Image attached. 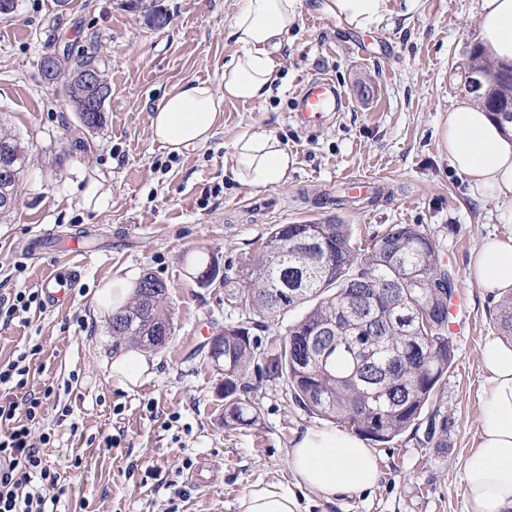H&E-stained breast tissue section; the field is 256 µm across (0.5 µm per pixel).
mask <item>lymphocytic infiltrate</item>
I'll return each mask as SVG.
<instances>
[{"instance_id":"1","label":"lymphocytic infiltrate","mask_w":512,"mask_h":512,"mask_svg":"<svg viewBox=\"0 0 512 512\" xmlns=\"http://www.w3.org/2000/svg\"><path fill=\"white\" fill-rule=\"evenodd\" d=\"M42 350L31 342L0 364V512H47L65 491L43 451L49 436L32 437L33 427L57 399L53 387L28 388L30 362Z\"/></svg>"}]
</instances>
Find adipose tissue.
Wrapping results in <instances>:
<instances>
[{"label": "adipose tissue", "mask_w": 512, "mask_h": 512, "mask_svg": "<svg viewBox=\"0 0 512 512\" xmlns=\"http://www.w3.org/2000/svg\"><path fill=\"white\" fill-rule=\"evenodd\" d=\"M391 0H330L338 22L367 30L390 14ZM299 20L298 0H238L228 32L235 46L224 65V91L204 82L178 86L155 108V140L172 152L206 144L225 100L263 101L284 79L277 51ZM479 39L493 60L512 61V0H479ZM451 166L481 197L512 200V135L473 99L455 101L441 132ZM294 158L266 127L256 125L233 144L232 181L251 188L287 184ZM480 288L512 292V235L484 238L472 265ZM484 388L474 446L462 465L467 512H512V342L487 338L480 348ZM289 464L301 485L326 500L372 489L382 473L373 449L341 428H309L295 440ZM241 512H297L298 503L277 485L245 493Z\"/></svg>", "instance_id": "obj_1"}]
</instances>
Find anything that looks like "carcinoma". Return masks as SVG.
Segmentation results:
<instances>
[{
  "label": "carcinoma",
  "instance_id": "cac0c4a2",
  "mask_svg": "<svg viewBox=\"0 0 512 512\" xmlns=\"http://www.w3.org/2000/svg\"><path fill=\"white\" fill-rule=\"evenodd\" d=\"M92 60H81L62 83L80 122L103 124L97 90L84 82ZM0 148L16 156L0 179V193L18 196L28 156L21 143L0 136ZM288 283L278 304L266 300ZM228 303L249 307L248 317L224 325V426L248 425L258 416L249 372L283 381L293 403L321 419L343 423L386 443L419 420L452 367L455 346L448 336V298L454 280L442 263L438 240L418 224H393L360 242L338 219L282 224L271 229L257 256L235 274L224 273ZM166 285L147 274L137 295L112 317V336L152 348L150 337L172 323L163 306ZM307 307L284 333L263 340L252 331L268 328L287 312ZM495 323L512 337V295L499 304ZM424 442L443 448L436 435L445 419L429 417Z\"/></svg>",
  "mask_w": 512,
  "mask_h": 512
}]
</instances>
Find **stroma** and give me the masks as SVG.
Returning <instances> with one entry per match:
<instances>
[{
	"mask_svg": "<svg viewBox=\"0 0 512 512\" xmlns=\"http://www.w3.org/2000/svg\"><path fill=\"white\" fill-rule=\"evenodd\" d=\"M329 0H299V20L279 51L285 90L261 102L228 101L212 139L173 153L154 140L150 116L179 85L208 82L224 90V64L235 47L227 33L237 0H17L0 16V134L28 149L16 205L0 215V294L35 289L41 276L80 263L74 299L27 321L0 325V361L36 340L34 388H61L68 423L48 409L34 435L47 434L48 461L67 492L57 512H240L242 495L270 484L288 489L298 512H466L462 464L476 432L483 374L479 350L496 335L498 301L469 276L481 239L512 233V201L474 195L449 164L440 131L464 95V63L477 44L478 0H419L416 10L392 0L380 28L337 25ZM64 53L94 55L112 93L105 121L81 125L59 85L39 61ZM333 79L346 111L311 128L293 117L299 85ZM266 126L287 145L295 165L287 184L266 189L225 177L235 140ZM384 178L392 196L361 209L325 203L342 177ZM102 185L96 208L80 203L89 181ZM360 239L392 224H418L436 236L443 261L466 297L471 335H455V362L433 407L448 419V445H422L424 426L374 443L379 484L359 497L328 501L300 487L288 452L296 436L323 421L295 405L281 385L256 384L258 419L224 426V368L201 345L237 309L219 284L202 285L209 258L240 267L271 228L333 217ZM55 248L38 261L27 246L39 231ZM84 236L86 252L68 248ZM152 274L167 286L173 323L167 344L151 350L153 374L125 386L106 361L115 349L111 317L92 310L112 279ZM77 383H70V376ZM117 445L105 447L108 436ZM82 459L74 468V459ZM207 462L215 478L199 486L191 466Z\"/></svg>",
	"mask_w": 512,
	"mask_h": 512,
	"instance_id": "1",
	"label": "stroma"
}]
</instances>
